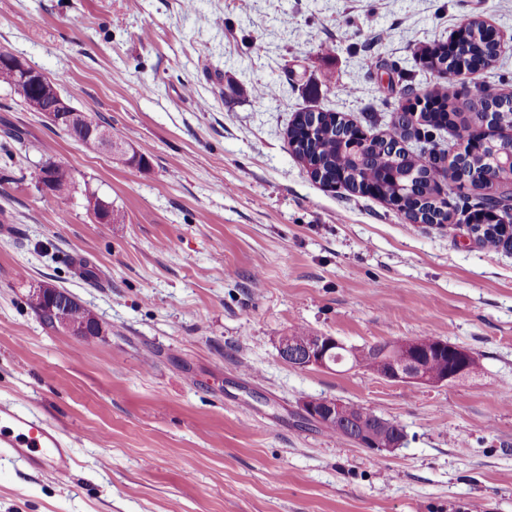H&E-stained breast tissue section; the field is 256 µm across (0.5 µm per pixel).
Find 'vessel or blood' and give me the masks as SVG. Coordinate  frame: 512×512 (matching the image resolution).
I'll list each match as a JSON object with an SVG mask.
<instances>
[{
  "instance_id": "obj_1",
  "label": "vessel or blood",
  "mask_w": 512,
  "mask_h": 512,
  "mask_svg": "<svg viewBox=\"0 0 512 512\" xmlns=\"http://www.w3.org/2000/svg\"><path fill=\"white\" fill-rule=\"evenodd\" d=\"M0 454L33 471L61 476L74 461L73 438L53 423L10 404H0Z\"/></svg>"
}]
</instances>
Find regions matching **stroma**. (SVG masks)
Listing matches in <instances>:
<instances>
[{"label": "stroma", "instance_id": "obj_1", "mask_svg": "<svg viewBox=\"0 0 512 512\" xmlns=\"http://www.w3.org/2000/svg\"><path fill=\"white\" fill-rule=\"evenodd\" d=\"M470 19L504 46L456 90L511 93L512 0H0V47L147 161L88 151L0 87V126L26 133L0 130V402L77 436L62 476L0 458V512H512V251L313 182L286 137L304 109L396 106V66L441 90L412 52ZM46 144L123 223L38 189ZM43 282L93 311L100 341L40 322ZM295 329L433 336L480 368L438 387L297 369L276 349ZM321 397L397 421L402 446L304 420ZM351 440L359 448H367L374 451H393L400 447L399 441L381 442L380 437L373 430L366 428H362L359 431L356 430Z\"/></svg>", "mask_w": 512, "mask_h": 512}]
</instances>
